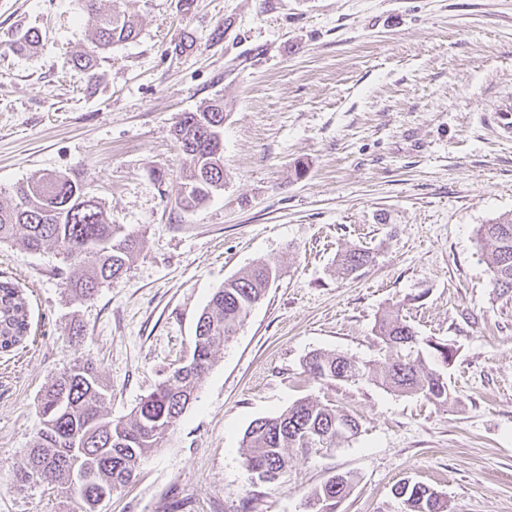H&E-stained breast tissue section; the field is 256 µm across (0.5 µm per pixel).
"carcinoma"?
Segmentation results:
<instances>
[{
	"label": "carcinoma",
	"instance_id": "1",
	"mask_svg": "<svg viewBox=\"0 0 512 512\" xmlns=\"http://www.w3.org/2000/svg\"><path fill=\"white\" fill-rule=\"evenodd\" d=\"M97 15L94 47L70 60L87 79L96 78L99 51L138 36L132 15L118 8L102 14L98 0H84ZM224 130V103L217 99L195 112L182 113L174 128L184 156L182 189L175 206L194 211L212 192L224 187V145L208 138L207 127ZM81 180L55 173L21 184L18 203L0 206V241L19 239L30 252L57 248L62 261L80 266L92 263L76 277L66 279L69 294L92 300L100 288L120 279L132 263L138 236L112 223V216L94 198H85ZM476 237L488 248L490 283L498 296L512 297V213L480 224ZM371 261L370 253L351 248L339 255L337 270L349 274ZM277 269L259 262L242 275L227 279L216 289L198 318L190 356L192 366L172 376L141 399L130 418L114 419L104 412L108 388L90 359L77 358L60 372L38 401L40 428L16 472L19 488L47 482L70 500L72 512H98L99 505L134 477L140 460L175 429L212 365L215 346L234 337L253 304L264 298L270 274ZM388 352L382 366L339 353L316 352L305 361V372L314 379L341 382L371 381L401 395H420L436 404L448 403L444 370L454 361L452 345L434 339L421 340L405 320L384 315L375 326ZM30 335L28 301L19 285L0 279V352H9ZM349 426L348 435L359 432L356 419L339 409L301 400L279 415L254 420L243 443L251 468L276 475L288 468L290 448H332L336 445V421ZM354 477L344 475L332 490L316 489L308 502L328 509L336 504L330 495L345 498ZM395 491L405 512H445L447 502L435 489L406 481Z\"/></svg>",
	"mask_w": 512,
	"mask_h": 512
}]
</instances>
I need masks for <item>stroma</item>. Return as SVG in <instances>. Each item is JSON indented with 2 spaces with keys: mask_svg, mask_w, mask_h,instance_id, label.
<instances>
[{
  "mask_svg": "<svg viewBox=\"0 0 512 512\" xmlns=\"http://www.w3.org/2000/svg\"><path fill=\"white\" fill-rule=\"evenodd\" d=\"M116 5L139 35L90 82L69 64L93 47L81 0H0V206L19 183L75 172L140 239L126 274L82 303L56 248L0 243L31 325L0 353V512L67 510L46 485L14 483L54 376L92 359L107 412L129 416L189 353L216 288L259 261L277 280L100 512H307L311 491L347 472L337 512H401L392 490L407 479L448 512H512V298L494 295L474 236L512 213V140L492 126L512 94V0H198L189 15L178 0H100ZM32 27L40 46L15 51ZM215 99L224 187L185 213L174 126ZM354 246L372 263L337 276ZM392 311L455 346L452 403L305 373L316 351L385 363L374 325ZM74 321L85 334L72 341ZM304 399L350 413L359 433L289 449L287 472L259 480L247 427Z\"/></svg>",
  "mask_w": 512,
  "mask_h": 512,
  "instance_id": "obj_1",
  "label": "stroma"
}]
</instances>
